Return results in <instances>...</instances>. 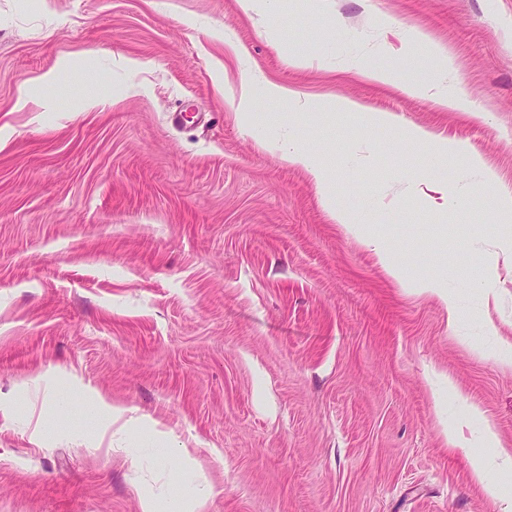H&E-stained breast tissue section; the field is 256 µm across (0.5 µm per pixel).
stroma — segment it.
Here are the masks:
<instances>
[{
    "mask_svg": "<svg viewBox=\"0 0 512 512\" xmlns=\"http://www.w3.org/2000/svg\"><path fill=\"white\" fill-rule=\"evenodd\" d=\"M445 54L469 111L336 78L381 60L412 82ZM269 80L353 107L317 119ZM409 129L484 169L429 172ZM290 135L326 145L330 187L266 149ZM500 185L512 0H0V512H142L202 486L201 512H501L512 475L495 498L471 477L485 428L512 448ZM99 396L143 433L99 431Z\"/></svg>",
    "mask_w": 512,
    "mask_h": 512,
    "instance_id": "obj_1",
    "label": "stroma"
}]
</instances>
